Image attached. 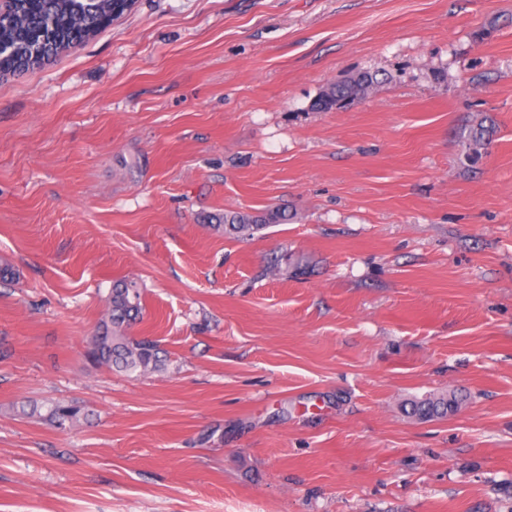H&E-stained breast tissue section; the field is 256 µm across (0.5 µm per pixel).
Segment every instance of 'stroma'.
Returning a JSON list of instances; mask_svg holds the SVG:
<instances>
[{
	"mask_svg": "<svg viewBox=\"0 0 512 512\" xmlns=\"http://www.w3.org/2000/svg\"><path fill=\"white\" fill-rule=\"evenodd\" d=\"M5 266L0 512H512V0H137L0 77ZM358 76L328 86L313 103V108L328 111L336 101L351 102L363 97L373 88L375 81L369 73H358ZM207 220L224 235L237 239L253 238L268 224H279L288 221V214L282 209H269L265 212L252 214L241 211L226 210L223 214L208 216ZM108 315L87 341V355L99 365L123 372H145L161 366L157 345L148 339L126 336L128 326L140 319L143 303L139 289L131 282H113L108 297ZM456 407L452 397L437 396L425 398L411 406L410 414L417 419L424 420L438 415L448 414ZM82 415V408L73 404H56L49 411L50 419L58 428H70Z\"/></svg>",
	"mask_w": 512,
	"mask_h": 512,
	"instance_id": "35a3bbf8",
	"label": "stroma"
}]
</instances>
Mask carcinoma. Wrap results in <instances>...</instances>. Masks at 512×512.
I'll list each match as a JSON object with an SVG mask.
<instances>
[{
  "label": "carcinoma",
  "instance_id": "obj_1",
  "mask_svg": "<svg viewBox=\"0 0 512 512\" xmlns=\"http://www.w3.org/2000/svg\"><path fill=\"white\" fill-rule=\"evenodd\" d=\"M130 11L129 0H15L13 14L0 19V72H22L43 65L42 54L49 56L68 50L77 41L93 38L103 27ZM375 84L364 72L328 86L313 103L319 111L331 109L338 101L351 102L363 97ZM224 234L248 239L268 224L288 220L282 209L252 214L226 210L207 217ZM108 315L87 341V355L95 363L123 372H145L161 366L157 345L148 339H134L125 334L128 326L140 319L143 303L139 289L130 282H113L108 297ZM456 407L455 399L429 397L411 406V415L428 419L446 414ZM82 415L73 404H57L49 411L50 419L61 429L69 428Z\"/></svg>",
  "mask_w": 512,
  "mask_h": 512
}]
</instances>
